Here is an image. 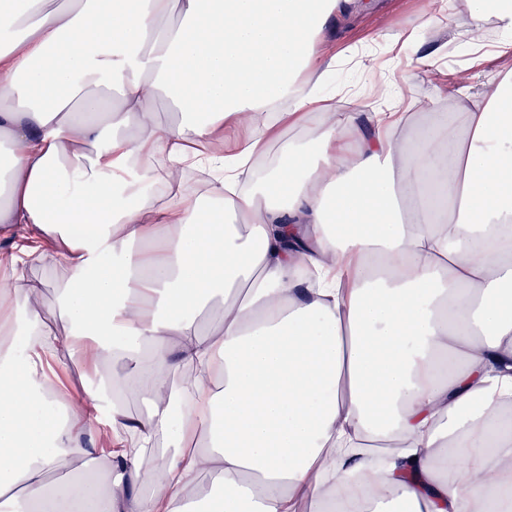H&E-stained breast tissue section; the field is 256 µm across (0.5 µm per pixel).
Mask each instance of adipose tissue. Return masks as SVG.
Returning <instances> with one entry per match:
<instances>
[{
  "label": "adipose tissue",
  "instance_id": "1",
  "mask_svg": "<svg viewBox=\"0 0 512 512\" xmlns=\"http://www.w3.org/2000/svg\"><path fill=\"white\" fill-rule=\"evenodd\" d=\"M342 2L0 0V236L27 228L13 267L56 246L69 325L37 281L0 290V512H512V80L439 85L458 111L414 149L404 92L337 116ZM461 3L470 66L490 25L512 57V0H434L418 38ZM248 112L268 120L227 142ZM313 112L239 191L275 125ZM59 346L127 371L53 415ZM101 424L104 458L80 445ZM74 461L92 477L49 483Z\"/></svg>",
  "mask_w": 512,
  "mask_h": 512
}]
</instances>
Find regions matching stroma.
I'll list each match as a JSON object with an SVG mask.
<instances>
[{
    "instance_id": "obj_1",
    "label": "stroma",
    "mask_w": 512,
    "mask_h": 512,
    "mask_svg": "<svg viewBox=\"0 0 512 512\" xmlns=\"http://www.w3.org/2000/svg\"><path fill=\"white\" fill-rule=\"evenodd\" d=\"M431 12V0H369L336 14L331 31L325 40V48L338 60L336 73L330 86L336 91V109L341 113L365 112L369 109L367 93L379 80L377 65L389 62L396 85L409 96L419 100L421 110L413 117L404 131L406 140H414L418 130L432 121L437 114L447 112V104L437 102L435 88L437 78L421 65L420 59L432 50H439L441 70L471 78L473 85H481L489 72L503 70L504 62L498 58L483 61L477 68H469L465 57L456 55L453 47L444 39L405 42L407 32L419 29ZM383 30L385 42L376 48L375 55L365 56L362 67H355L352 57L364 53L371 36ZM28 276L42 282V314L45 321L59 335H67L68 326L57 316L59 283L53 270L35 261L26 268ZM65 398H79L85 386L98 384L108 374L125 373L120 363H95L90 360L62 359L56 364Z\"/></svg>"
}]
</instances>
